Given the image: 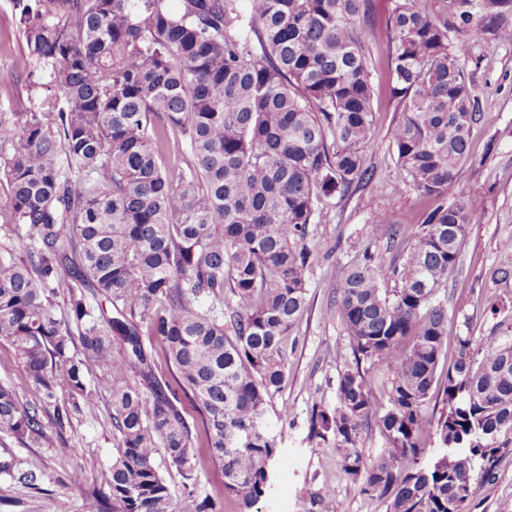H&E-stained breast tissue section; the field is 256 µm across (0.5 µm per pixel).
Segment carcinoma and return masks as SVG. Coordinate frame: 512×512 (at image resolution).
<instances>
[{
    "mask_svg": "<svg viewBox=\"0 0 512 512\" xmlns=\"http://www.w3.org/2000/svg\"><path fill=\"white\" fill-rule=\"evenodd\" d=\"M15 2L30 63L55 94L0 113V148L12 146L0 212L25 228L21 255L0 259V340L41 394L27 403L0 384V432L46 443L49 415L64 443L72 416L99 408L98 372L119 453L84 490V512H180L155 455L193 486L198 447L222 464L238 512H253L278 454L264 417L306 306L310 225L322 200L371 177L373 0ZM392 2L402 178L390 193L441 197L483 112L460 60L512 44V0ZM476 208L443 202L411 239L377 215L395 256L364 247L334 301L355 363L392 379L378 399L360 369L339 373L336 405L312 407V433L334 438L344 473L389 512H464L512 450V342L480 350L459 336L453 367L440 368L448 279ZM372 420L387 448L366 464L358 443ZM427 423L441 452L426 464ZM0 476L42 482L7 461Z\"/></svg>",
    "mask_w": 512,
    "mask_h": 512,
    "instance_id": "cac0c4a2",
    "label": "carcinoma"
}]
</instances>
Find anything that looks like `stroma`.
Masks as SVG:
<instances>
[{"instance_id": "stroma-1", "label": "stroma", "mask_w": 512, "mask_h": 512, "mask_svg": "<svg viewBox=\"0 0 512 512\" xmlns=\"http://www.w3.org/2000/svg\"><path fill=\"white\" fill-rule=\"evenodd\" d=\"M386 8L387 0H376L374 24L364 33L374 88L366 163L374 176L328 199L322 223L310 227L307 304L288 336L284 387L267 409V429L278 437L280 453L257 512H387V499L361 493L348 479L340 450L310 434L313 403L335 406L338 373L353 364L345 327L332 310L344 268L368 242L381 260H391L384 230L374 221L377 213H387L390 223L403 225L411 237L437 205L436 199L410 189L398 197L390 193L401 174L391 132L402 109L390 95L386 51L377 37ZM462 66L475 94L490 107L474 127L470 157L447 191L451 202L481 201L468 226L459 269L448 280L454 303L448 308L447 367L454 361L457 336L471 335L480 345L512 338V279L497 275L508 260L500 243L512 237V45L477 46ZM50 94L45 77L29 62L14 0H0V112L30 111ZM64 437L66 445L59 450L45 444L26 447L0 433V460L43 475L39 492L0 477V512H83L82 490L67 479L77 470L93 480L117 456L107 404H100L97 415H74ZM306 488L311 497H303ZM466 512H512V453L500 460L493 480L478 487Z\"/></svg>"}]
</instances>
